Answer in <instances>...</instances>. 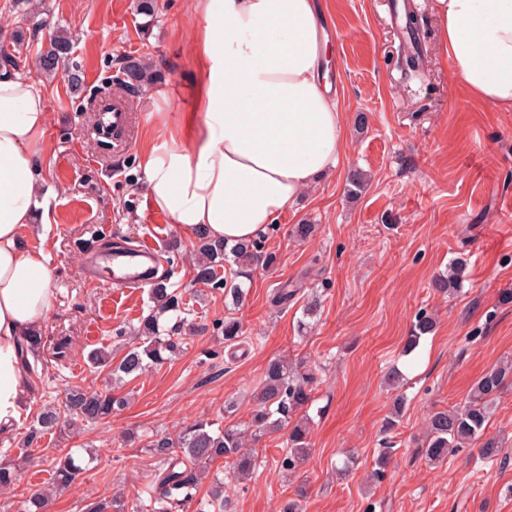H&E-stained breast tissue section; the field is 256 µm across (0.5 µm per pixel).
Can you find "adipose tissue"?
<instances>
[{"label": "adipose tissue", "mask_w": 512, "mask_h": 512, "mask_svg": "<svg viewBox=\"0 0 512 512\" xmlns=\"http://www.w3.org/2000/svg\"><path fill=\"white\" fill-rule=\"evenodd\" d=\"M197 79L178 134L145 148L143 189L186 235L250 241L339 163L344 115L325 81L320 0H192ZM441 50L471 95L512 112V0H432ZM43 87L0 70V430L29 411L20 343L54 306Z\"/></svg>", "instance_id": "obj_1"}]
</instances>
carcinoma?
<instances>
[{"instance_id":"cac0c4a2","label":"carcinoma","mask_w":512,"mask_h":512,"mask_svg":"<svg viewBox=\"0 0 512 512\" xmlns=\"http://www.w3.org/2000/svg\"><path fill=\"white\" fill-rule=\"evenodd\" d=\"M35 49L36 59L43 74L48 77L62 75L71 86L81 83L79 71L60 72L72 48V40L64 30L57 29L49 38L48 47L34 48L23 34H16L11 43L0 45V64L14 70L20 69L22 51ZM146 67L139 61L130 60L120 71L118 82L133 92L149 84ZM198 259L193 264V282L224 292V298L232 305H240L246 291L240 277L248 276L246 268L270 265L276 256L262 250V241L253 240L232 247L222 241L209 238L204 229L196 232ZM226 263L237 266L231 278L220 277L217 268ZM466 263L456 260L451 273L434 281V288L444 295L457 292L461 273ZM149 295L153 302L150 314L135 330L137 342L128 346L117 364L112 355L95 350L90 358L93 363L111 367L110 375L115 382L134 380L147 370L171 360L183 349L181 332L188 325L192 308L184 298V292L172 287L167 278L161 277L151 284ZM434 328L433 318L421 312L416 317L407 348L416 347L422 336ZM224 344L236 348L241 344L243 330L235 318H227L222 325ZM46 341L36 331L24 339L22 358L28 373L34 374L44 351ZM512 377V364L490 368L472 387L464 406L443 409L429 415L426 436L419 453L432 465L442 463L448 456L463 450L472 442H481L479 456L485 462L498 459L501 442L494 436H486L490 411L506 381ZM315 379L309 368L293 369L282 360L274 359L266 367L259 391L254 395L255 406L250 422L242 429L228 425L217 432L212 423L198 420L176 435L152 433L140 441L156 460L155 474L147 484V512H184L185 506L194 505V512H224L223 482L215 479L210 494L197 497L200 468L217 460L229 465L233 475H245L255 467V456L247 447V440L288 429L287 453L281 466L294 471L302 466L312 452L308 417L296 415L311 401V389ZM126 399L112 395L111 390H88L73 387L66 394L60 407L47 406L36 418L24 436V447L39 445L49 432L61 425L73 426L79 420L96 422L108 419ZM85 470L82 460L68 453L53 459L49 470L52 487L66 488ZM82 512H125L121 497L91 499Z\"/></svg>"}]
</instances>
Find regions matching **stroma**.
Returning a JSON list of instances; mask_svg holds the SVG:
<instances>
[{
	"mask_svg": "<svg viewBox=\"0 0 512 512\" xmlns=\"http://www.w3.org/2000/svg\"><path fill=\"white\" fill-rule=\"evenodd\" d=\"M328 27L327 69L346 128L334 173L306 191L262 236L276 256L254 269L238 307L222 292L192 280L194 240L162 211L147 209L139 186V150L148 136L175 133L191 109L196 71L191 43L200 20L190 0H156L153 16L137 0H0V42H9L21 11L48 19L72 38L71 58L82 72L80 90L62 77H46L35 58L23 75L48 96L50 221L27 229L25 245L43 248L54 271L56 301L42 326L50 341H69L64 358L44 352L30 381V412L14 430L0 432V463L12 464L17 482L0 489V512H24L28 497L45 487L52 457L65 450L93 453L74 484L53 496L49 512H81L85 499L124 496L134 512L155 460L126 447L122 433L176 434L195 420L222 427L251 417L252 393L268 362H304L317 372L311 419L312 454L296 473L280 466L287 430L252 445L256 468L236 480L224 462L211 465L199 486L209 494L224 480V512H279L299 499L303 512H512V378L499 395L486 432L503 443L501 460L482 463L465 450L442 465L418 452L428 414L463 405L474 382L496 364L512 361V112L472 98L452 76L438 50V25L429 0H415L428 36L424 69L409 77L398 67L400 29L394 0H323ZM129 60L151 62V86L131 95V122L121 147L101 146L98 118L89 105L94 89L116 78ZM360 171L363 185L347 178ZM315 225L305 241L296 224ZM154 239L172 283L200 293L194 309L205 333L186 335L175 359L113 388L95 349L120 359V337L133 336L152 303L144 288L111 287L106 254L93 237ZM465 259L461 290L448 297L432 283L450 263ZM93 267L96 284L85 278ZM296 282L290 303L271 302L276 288ZM316 301L312 317L303 309ZM434 330L412 353L404 346L419 312ZM243 328L239 347H225L215 329L224 318ZM309 321L300 332L301 321ZM404 376L407 404L398 426L384 423L396 395L385 377ZM112 388L126 404L109 419L77 423L20 455L19 446L42 409L62 404L69 388ZM235 399L233 412L224 403ZM396 454L380 483L369 484L379 449ZM350 459L346 477L336 465Z\"/></svg>",
	"mask_w": 512,
	"mask_h": 512,
	"instance_id": "stroma-1",
	"label": "stroma"
}]
</instances>
